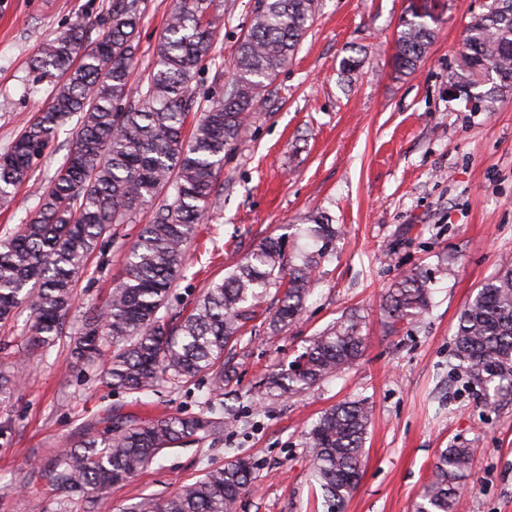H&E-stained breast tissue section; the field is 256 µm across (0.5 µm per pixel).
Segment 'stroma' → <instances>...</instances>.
<instances>
[{"label": "stroma", "instance_id": "35a3bbf8", "mask_svg": "<svg viewBox=\"0 0 512 512\" xmlns=\"http://www.w3.org/2000/svg\"><path fill=\"white\" fill-rule=\"evenodd\" d=\"M110 2L0 0V152L51 100L50 85L33 84L29 70L41 43L79 18L99 35ZM491 3L320 0L299 52L256 104L247 137L224 161L219 194L186 246V269L168 311L190 313L235 260L266 238L294 234L312 211L336 224V257L316 272L298 320L275 336L264 319L249 324L236 349V394L226 400L238 417L234 426L164 450L91 512H122L140 498L167 497L239 457L251 459L253 475L237 512H329L305 434L325 410L359 399L372 409L362 477L336 512H414L437 453L454 445L478 450L456 512H512V396L487 402L448 367L461 310L501 260L512 259V88L490 106L448 92L463 33ZM414 4L430 7L439 23L417 69L401 75L392 63L395 39ZM174 5L141 0L136 80L150 73ZM250 5L214 0L213 59L192 83L193 111L207 107L216 64L231 62ZM349 56L358 64L345 74L340 62ZM74 131L66 124L30 181L0 200V240L35 211L37 191L62 164ZM152 215V205L141 206L98 246L76 281L67 336L55 347L30 352L28 307L0 328V364L21 370L13 396L0 404V512H29L34 494L47 512H59L64 493L46 483L27 489L21 479L106 415L147 420L200 413L207 377L130 394L69 354V336L105 303ZM443 263L444 278L436 273ZM408 274L428 279L431 306L386 333L382 299ZM346 313L365 324V349L351 368L285 401L259 398L274 367L294 360L311 336Z\"/></svg>", "mask_w": 512, "mask_h": 512}]
</instances>
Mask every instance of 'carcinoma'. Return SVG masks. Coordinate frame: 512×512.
I'll return each instance as SVG.
<instances>
[{
    "instance_id": "obj_1",
    "label": "carcinoma",
    "mask_w": 512,
    "mask_h": 512,
    "mask_svg": "<svg viewBox=\"0 0 512 512\" xmlns=\"http://www.w3.org/2000/svg\"><path fill=\"white\" fill-rule=\"evenodd\" d=\"M212 0H179L154 49L146 82L133 86L139 50L140 0H112L97 39L76 20L44 43L30 64L33 83L53 87L51 105L0 153V199L29 181L60 128L77 118L79 130L39 206L15 234L0 240V325L25 304L31 310L29 344L56 345L74 303L75 282L112 226L126 224L142 205L156 202L151 221L128 249L120 282L99 309L86 316L71 344L72 357L101 362L107 383L130 394L166 378L188 382L210 377L205 413L167 415L149 421L103 419L101 432H79L52 453L27 483L42 480L68 494L64 512L85 498L117 486L147 467L167 448L204 438L236 422L224 406V386L236 374L229 352L276 289L268 322L280 332L301 314L313 274L336 257V226L323 213L304 218L299 234L311 240L288 252L283 238L270 239L212 283L184 317L161 314L185 264V246L218 193L224 158L246 136L255 104L298 52L313 24L317 0H253L249 25L229 64L231 79L210 100L190 135L184 134L191 83L209 59L215 25ZM435 15L413 10L397 32L395 69L412 72L434 37ZM463 65L453 86L469 99L491 93L474 89L492 79L512 86V0H493L474 17L464 37ZM427 280L417 274L395 282L382 311L387 332L429 308ZM360 317L350 314L308 341L299 363L271 372L266 398H292L341 374L363 352ZM451 370L490 397L512 396V261L501 264L460 313ZM0 369V402L18 383ZM371 409L362 400L325 412L307 432L313 476L331 507L355 491ZM476 449L439 451L433 478L415 512H455L459 486L471 473ZM253 465L238 458L206 472L164 499L143 497L125 512H235Z\"/></svg>"
}]
</instances>
